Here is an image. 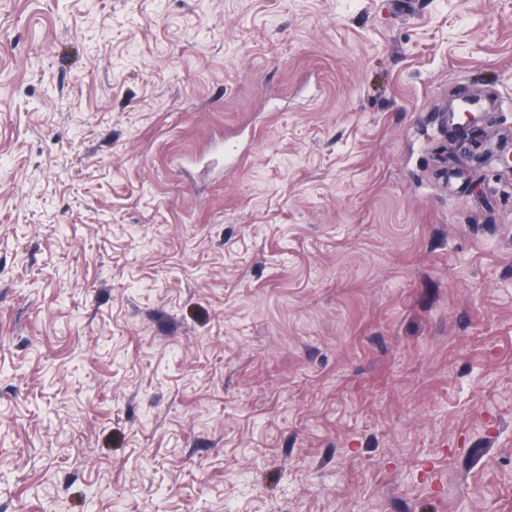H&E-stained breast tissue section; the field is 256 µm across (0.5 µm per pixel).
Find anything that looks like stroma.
Returning <instances> with one entry per match:
<instances>
[{"mask_svg": "<svg viewBox=\"0 0 512 512\" xmlns=\"http://www.w3.org/2000/svg\"><path fill=\"white\" fill-rule=\"evenodd\" d=\"M459 87L512 0H0V512H512Z\"/></svg>", "mask_w": 512, "mask_h": 512, "instance_id": "1", "label": "stroma"}]
</instances>
